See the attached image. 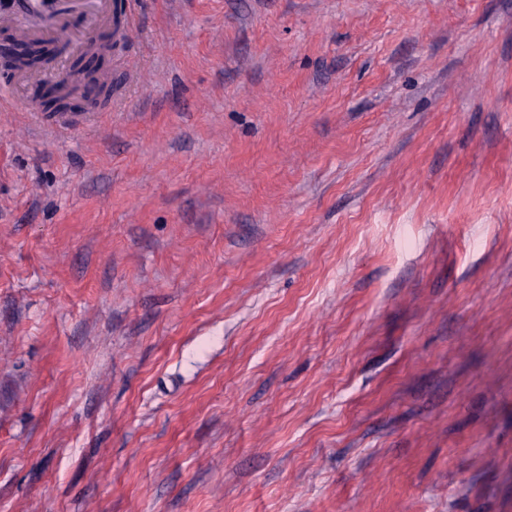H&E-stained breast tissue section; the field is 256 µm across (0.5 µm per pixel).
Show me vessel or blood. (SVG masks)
Instances as JSON below:
<instances>
[{"label": "vessel or blood", "mask_w": 512, "mask_h": 512, "mask_svg": "<svg viewBox=\"0 0 512 512\" xmlns=\"http://www.w3.org/2000/svg\"><path fill=\"white\" fill-rule=\"evenodd\" d=\"M132 0H19L13 13L0 17V28L17 42H60L65 54L76 57L88 51L103 31L114 40H128L132 29Z\"/></svg>", "instance_id": "1"}]
</instances>
